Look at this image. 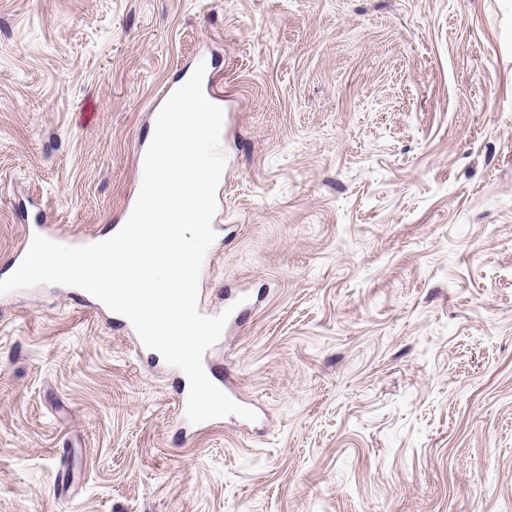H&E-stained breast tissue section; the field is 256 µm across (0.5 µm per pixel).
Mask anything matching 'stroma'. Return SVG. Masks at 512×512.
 <instances>
[{"mask_svg": "<svg viewBox=\"0 0 512 512\" xmlns=\"http://www.w3.org/2000/svg\"><path fill=\"white\" fill-rule=\"evenodd\" d=\"M224 113L201 311L257 418L178 426L117 313L0 303V512H512V0H0V279L96 238L199 61Z\"/></svg>", "mask_w": 512, "mask_h": 512, "instance_id": "1", "label": "stroma"}]
</instances>
